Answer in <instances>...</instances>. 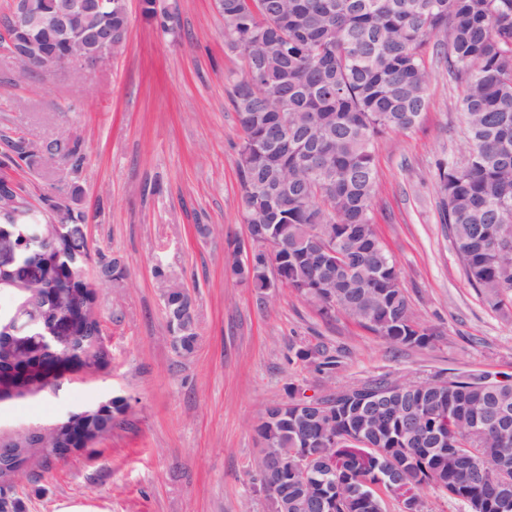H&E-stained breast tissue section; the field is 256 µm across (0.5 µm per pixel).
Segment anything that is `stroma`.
I'll return each mask as SVG.
<instances>
[{
    "mask_svg": "<svg viewBox=\"0 0 512 512\" xmlns=\"http://www.w3.org/2000/svg\"><path fill=\"white\" fill-rule=\"evenodd\" d=\"M155 8L126 0V42L98 67L77 61L22 78L0 48V136L42 144L66 134L88 155L77 178L61 164L0 167V178L39 208L79 182L90 245L124 268L96 285L110 365L71 373L43 395L0 401V435L113 397L129 404L111 434L67 463L47 471L32 458L0 489L19 512H274L257 481L256 427L289 387L311 397L380 375L512 380V321L470 286L440 222L437 166L467 153L462 88L447 69L429 60L420 124L384 135L375 152L374 222L417 321L433 335L411 348L340 315L323 319L289 288L259 303L225 274L229 243L247 237L231 102L243 62L224 43L215 0H156ZM164 12L173 33L160 27ZM175 284L192 298L199 333L188 356L167 329L164 296ZM319 344L340 356L332 377L291 359Z\"/></svg>",
    "mask_w": 512,
    "mask_h": 512,
    "instance_id": "35a3bbf8",
    "label": "stroma"
}]
</instances>
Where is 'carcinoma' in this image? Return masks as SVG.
I'll return each mask as SVG.
<instances>
[{
	"label": "carcinoma",
	"instance_id": "cac0c4a2",
	"mask_svg": "<svg viewBox=\"0 0 512 512\" xmlns=\"http://www.w3.org/2000/svg\"><path fill=\"white\" fill-rule=\"evenodd\" d=\"M41 15L54 16L65 0H32ZM224 39L244 62L232 101L242 131L236 166L246 223L270 224L283 247L251 267L227 273L261 292L277 272L318 312L341 314L396 344L424 347L431 334L417 321L400 284V271L373 220L376 192L375 144L387 131H408L427 107L429 47L443 51L448 77L464 88L461 111L469 143L467 158L439 164L442 220L464 274L492 310L512 314V0H217ZM11 13L0 17L13 43L64 55L61 31L41 24L12 28ZM71 26L85 35L112 31L119 49L129 28L125 0L110 11L73 13ZM50 151L81 168L83 143L68 140ZM16 155L25 166L41 156L24 154L22 139L5 138L1 157ZM65 208L51 214L74 224L80 185L66 191ZM0 230L22 247L11 271L0 275V335L23 306L51 321V291L77 293L79 284L61 278L79 250L93 254L102 280H117V259L62 242L52 224L31 214L28 201L3 212ZM42 275H30L32 266ZM175 348L192 353L199 336L188 294L164 300ZM74 349L82 368L102 370L112 360L99 320L84 317ZM59 345L44 344L33 357L17 356L30 368L20 383L0 375V398L36 394L50 388L41 368L56 360ZM294 357L328 377L339 361L320 346L298 349ZM396 381L380 376L319 397L322 409L297 412L302 401L288 388V401L269 408L258 427L274 440L278 472L293 474L297 455L308 456L305 481H288L281 497L265 483L275 512H424L422 499L400 498L396 482L429 488L461 504L465 512H512V430L492 422L498 410L512 413V382L490 373L434 376L393 394ZM127 408L115 397L80 419L62 437L94 441L110 434ZM336 438V452L322 447Z\"/></svg>",
	"mask_w": 512,
	"mask_h": 512
}]
</instances>
